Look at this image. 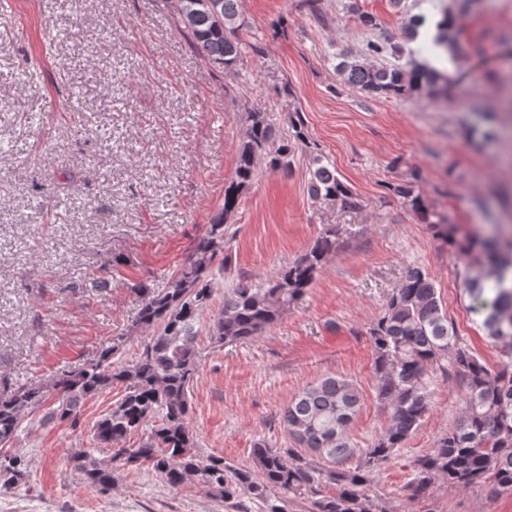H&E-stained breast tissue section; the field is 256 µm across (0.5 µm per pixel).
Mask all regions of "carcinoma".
I'll return each instance as SVG.
<instances>
[{"instance_id":"carcinoma-1","label":"carcinoma","mask_w":512,"mask_h":512,"mask_svg":"<svg viewBox=\"0 0 512 512\" xmlns=\"http://www.w3.org/2000/svg\"><path fill=\"white\" fill-rule=\"evenodd\" d=\"M196 50L226 70L243 61L245 22L239 0H171ZM472 0H460L458 12L443 13L430 40L433 50L448 51ZM387 52L382 40L367 42L363 57H344L337 65L344 82L370 96L395 99L448 100L445 71L430 64L395 61L377 65ZM308 145L305 124L297 117L286 137L276 135L269 113H246V130L234 162L235 177L224 189V206L206 225L191 253L160 291L140 289L135 326L150 332L138 359L113 360L114 348L67 371L53 384L56 396L45 420L75 430L85 401L119 385L121 398L93 427V439L113 451V458L148 464L168 484L197 479L208 493L241 504V497L260 501L265 512H288L291 501L308 503L307 512H388L386 502L370 494L374 476L416 431L429 408L425 376L431 368L456 378L464 390L459 420L432 450L414 462L413 496L426 494L435 480L460 488L486 486L489 493H512V238L461 236L448 215L430 208L411 183L392 187L419 221L437 238L472 261L463 272L465 292L500 358L509 366L492 369L456 334L430 274L407 270L393 289L368 334L372 344L377 399L388 411V424L368 448L351 445L346 429L360 405L356 385L343 377L325 376L289 400L281 419L292 446L272 448L260 441L252 448L253 467L233 468L224 458L204 455L190 428V392L200 367L196 346L202 316L211 307V271H229L233 238L228 224L242 192L257 176L258 166L286 171L295 146ZM311 198L342 210L358 200L320 152L308 155ZM340 229L324 227L296 260L284 266L266 287L238 279L224 290V305L210 318L209 334L220 344L253 339L269 330L282 311L297 302L316 275L340 249ZM46 403L39 388L0 382V448L16 439L23 424ZM147 433L136 448H118L139 431ZM327 459L320 467L311 455ZM74 470L99 492L112 490V467L80 449L70 456ZM29 460L20 452L0 451V483L23 481Z\"/></svg>"}]
</instances>
